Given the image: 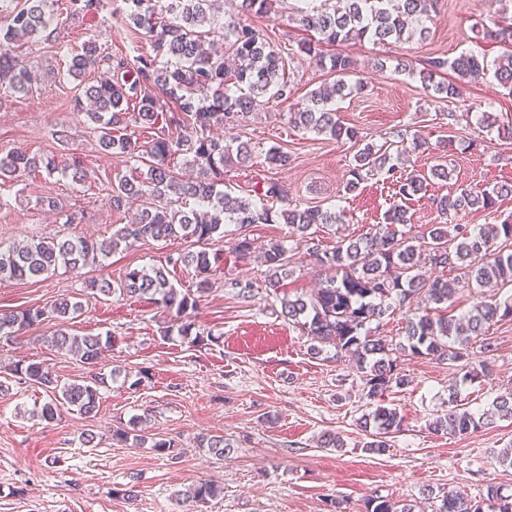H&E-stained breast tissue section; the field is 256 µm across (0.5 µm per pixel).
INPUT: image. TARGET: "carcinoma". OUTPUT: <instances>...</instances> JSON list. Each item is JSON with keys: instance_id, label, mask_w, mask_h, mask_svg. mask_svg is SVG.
Returning a JSON list of instances; mask_svg holds the SVG:
<instances>
[{"instance_id": "carcinoma-1", "label": "carcinoma", "mask_w": 512, "mask_h": 512, "mask_svg": "<svg viewBox=\"0 0 512 512\" xmlns=\"http://www.w3.org/2000/svg\"><path fill=\"white\" fill-rule=\"evenodd\" d=\"M49 0H0V14L12 17L7 28H0V90L25 96L38 82L39 74L15 60V50L40 40L56 37L57 22L47 10ZM128 19L133 33L143 30L154 40L151 50L130 56L101 51L97 40L90 38L68 55L67 75L78 79L96 72L98 79L84 85V95L91 109L85 116L93 124L99 149L124 158L131 174L111 185L112 208L121 211L139 205L135 222L117 234L102 240L82 236L50 237L18 246L0 242V281L32 280L54 274L60 268L77 270L106 258L121 243L152 239L190 240L204 245L197 251H180L168 255L165 264L147 271L131 269L114 281L110 278L93 283L102 299L114 296L146 299L162 312L175 317L181 336L199 340L203 332L196 329L192 311L202 294L211 288L208 278L212 265L223 254L213 246L223 242L226 227L234 224L248 228L255 224L289 225L307 253L322 266L334 270L315 295L281 302L282 314L298 325L313 340L335 348L336 357H347L366 381L367 399L378 401L391 388L408 384L398 370V359L406 354L446 362L459 368L464 380L473 381L478 373L471 369V337L482 336L489 326L512 319V294L494 302H481L468 313L455 317L448 314V303L456 293L445 279L433 280L421 273L424 265L458 268L467 279V287L482 288L491 284L512 286V224H484L478 229L468 224L447 228L433 224L415 245L404 238L399 227L411 223L408 211L393 204L385 224L375 233L356 239H343L328 251L319 248L309 230L315 224H335L334 210L301 209L289 199L288 187L279 181H266L262 191L247 198L232 197L222 189L224 168L235 165L250 168L258 158L271 165L286 167L290 155L271 146L260 149L236 137L220 138L211 134L214 125L247 114L272 98L291 93L283 71L280 54L255 28L226 24L220 16V0H127ZM275 0H238L239 11L247 15H270ZM296 20L317 38L298 44L300 52L317 65L329 69L337 79L307 94L305 107L290 113L288 123L297 129L339 140H358V131L336 118V99L364 85H350L345 77L355 69L347 54L326 56L322 45L348 44L368 40L376 44L418 39L430 35L427 22L437 12L438 0H337L329 10H311L310 0H298ZM106 0H71L74 11L95 14ZM221 35L234 65L225 66L224 54L209 48L211 36ZM485 35L507 46L512 45V23L496 25ZM398 73L418 74L428 91L448 99L458 95L456 83L439 79L444 71L464 82H477L488 74L512 91V48L494 63L474 54L462 53L453 59L440 56L424 60L418 70L408 61L394 65ZM173 104L180 117L166 116V106ZM154 131L141 144L125 133L128 127ZM407 153L398 147L377 148L365 144L354 156L345 192H354L367 176L395 171L393 160ZM183 155L197 168V177L184 180L169 165L174 156ZM61 174L79 185L83 182L84 162L73 155L59 167L53 156L13 151L0 154V181L21 176L51 177ZM427 178L413 175L395 180V196L407 200L427 188ZM512 193V186L461 188L432 198L442 216L482 211L495 212L499 197ZM281 207H275V204ZM267 266L265 287L272 294L290 274L288 249L281 240H269L262 252ZM191 268L199 277L196 293L182 292L169 280L171 269ZM421 305L409 312L404 341L392 343L372 335L370 325L381 323L398 308ZM83 306L64 296L49 309L28 308L0 314V336H10L48 318L70 321L82 314ZM48 346L71 355L91 368L81 382L59 384L57 376L43 362L17 364L13 372L18 380L41 387L48 401L37 411L44 421L55 419L67 408L92 418L98 411L99 391L109 387L117 370L98 367L103 349L112 346V334L72 335L58 330L46 339ZM458 390L449 387L448 413L438 417L433 430L451 436L466 435L494 419L512 420V391L498 395L492 408L482 413L462 410L456 405ZM142 418L113 431L116 440L140 447L148 437L138 429ZM399 413L381 404L363 415L361 430L369 441L364 448L381 454L389 448L388 438L401 431ZM196 446L218 459L232 447L222 435H199ZM223 492L208 480H199L175 494L177 503L206 504ZM435 512H512V492L499 486L487 488L486 496L468 498L460 493L444 492ZM372 512H414V505H400L391 500L373 499Z\"/></svg>"}]
</instances>
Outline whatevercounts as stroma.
Returning <instances> with one entry per match:
<instances>
[{"mask_svg": "<svg viewBox=\"0 0 512 512\" xmlns=\"http://www.w3.org/2000/svg\"><path fill=\"white\" fill-rule=\"evenodd\" d=\"M296 6L297 0H278L277 15L248 19L285 58L292 95L270 100L216 129L264 148L282 147L291 162L284 168L261 163L249 171L226 167V192L247 196L258 183L278 180L287 184L300 207L335 208L339 223L318 226L315 234L322 249L330 250L337 241L375 231L393 202L392 180L384 174L370 177L355 192H344L359 144L379 146L419 134L430 148L410 153L405 170L429 175L432 166L446 165L448 179L431 178L426 194L405 203L411 222L404 232L412 239L442 221L432 197L466 187L512 184V140L499 138L496 129L481 122L486 112L498 121H512V91L489 76L462 84L460 95L448 100L426 91L418 76L395 72L392 64L397 57L418 63L465 52L496 59L505 47L484 39L482 31L503 13L512 14V0H440L426 41L343 46V53L357 63L351 81L365 86L336 104L338 119L357 129L356 144L288 123L289 112L303 107L310 90L334 80L300 53L304 33L294 21ZM51 9L58 39L19 52L24 63L38 68V84L28 96L0 99V154L22 149L64 161L78 153L88 179L78 186L61 176L0 181V198L7 202L0 210V241L5 243L74 233L101 240L130 221L127 212L114 210L109 201L111 183L129 168L122 158L98 149L74 106L82 87L62 70L68 50L90 38L112 53L128 51L134 39L144 48L149 42L143 34L131 37L124 0H108L92 16L74 14L69 0H53ZM380 58L386 65L378 69L374 62ZM60 131L66 140H57ZM448 138L453 149L439 147V140ZM41 196L58 198L67 210L82 213L81 223H65L63 216L40 208L36 200ZM246 234L259 246L272 239L292 245L290 275L279 295L267 293L265 266L255 258L237 259L235 238L226 236L224 258L213 266L212 287L195 312L197 324L212 335L203 345L163 335L164 316L153 304L117 296L106 302L92 287L93 281L118 279L130 268L162 265L170 253L192 249L189 241L139 240L79 270L61 269L37 282H0V313L47 308L63 295L83 305L82 315L69 323L49 319L23 335L0 340V380L10 385L8 394H0V512H185L175 494L201 479L221 485L224 492L194 512H329L333 500L344 502L346 512H370L377 497L426 508L431 490L472 498L483 496L491 484L512 491V469L496 459L497 450L512 445V421L463 436L431 429L448 409L450 385H457L474 411L512 389V320L491 324L486 334L491 351L475 343L485 368L470 383H456L452 369L438 361L400 357L398 368L409 383L388 391L384 404L400 414L402 430L385 453H368L358 426L369 411L359 372L354 364L335 359L331 346L312 355L310 336L281 313L282 298L310 295L328 270L305 247L296 246L289 225L261 224L247 228ZM234 278L252 283L250 301L228 288ZM62 327L75 335L111 332L112 348L102 363L121 375L101 390L94 417L64 410L46 422L32 415L46 399L44 390L18 383L11 370L34 360L49 364L60 382L85 377L86 364L45 342ZM141 369L147 377L131 386L130 377ZM140 415L147 418L150 437L174 442L175 456L113 440L117 426ZM88 432L95 435L90 446L82 442ZM326 433L340 435L344 448L321 447L319 439ZM201 434L224 436L233 447L216 460L197 448L195 439ZM131 481L138 492L133 501L120 494Z\"/></svg>", "mask_w": 512, "mask_h": 512, "instance_id": "obj_1", "label": "stroma"}]
</instances>
